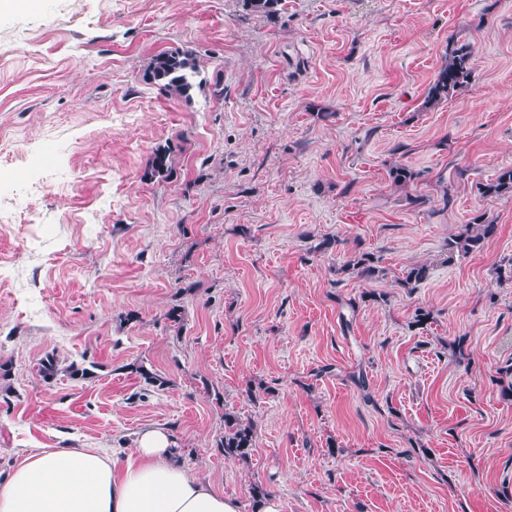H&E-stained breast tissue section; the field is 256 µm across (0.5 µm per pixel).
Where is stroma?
Here are the masks:
<instances>
[{"mask_svg":"<svg viewBox=\"0 0 512 512\" xmlns=\"http://www.w3.org/2000/svg\"><path fill=\"white\" fill-rule=\"evenodd\" d=\"M457 41L471 80L423 108ZM171 48L200 61L191 99L144 79ZM506 167L512 0L0 10V471L166 428L241 512L257 485L281 512H512V197L479 192ZM478 215L495 235L448 256ZM360 251L378 278L345 270ZM49 354L96 373L43 379ZM228 412L247 458L217 446ZM255 430L250 423H244L232 413L224 415V436L217 443L225 459L235 460L247 457L255 448Z\"/></svg>","mask_w":512,"mask_h":512,"instance_id":"stroma-1","label":"stroma"}]
</instances>
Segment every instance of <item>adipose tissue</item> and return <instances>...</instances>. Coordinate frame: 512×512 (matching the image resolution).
I'll list each match as a JSON object with an SVG mask.
<instances>
[{"mask_svg":"<svg viewBox=\"0 0 512 512\" xmlns=\"http://www.w3.org/2000/svg\"><path fill=\"white\" fill-rule=\"evenodd\" d=\"M0 512H240L191 474L165 430L117 458L101 448H32L0 477Z\"/></svg>","mask_w":512,"mask_h":512,"instance_id":"1","label":"adipose tissue"}]
</instances>
